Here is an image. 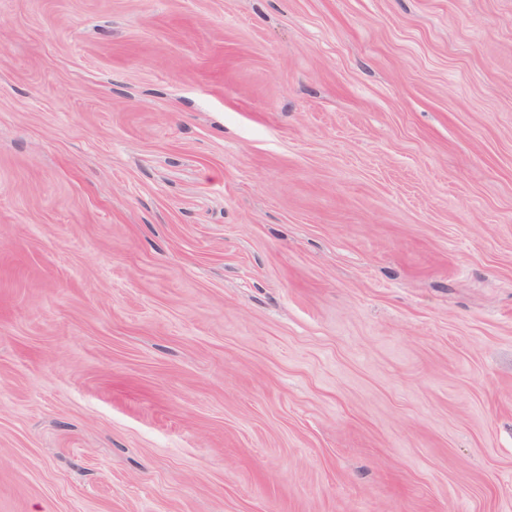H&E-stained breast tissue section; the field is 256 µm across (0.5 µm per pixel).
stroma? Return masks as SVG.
Here are the masks:
<instances>
[{"label": "stroma", "instance_id": "stroma-1", "mask_svg": "<svg viewBox=\"0 0 512 512\" xmlns=\"http://www.w3.org/2000/svg\"><path fill=\"white\" fill-rule=\"evenodd\" d=\"M0 512H512V0H0Z\"/></svg>", "mask_w": 512, "mask_h": 512}]
</instances>
